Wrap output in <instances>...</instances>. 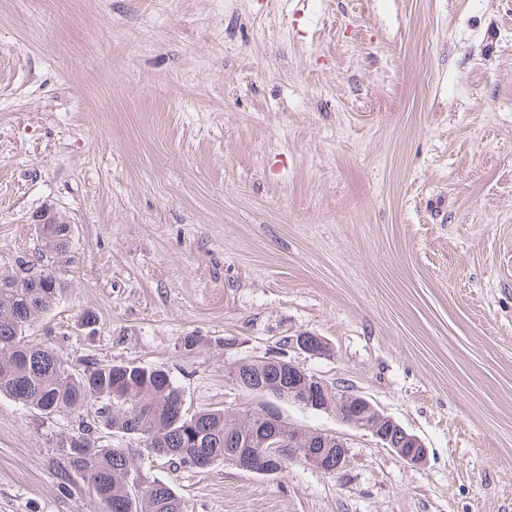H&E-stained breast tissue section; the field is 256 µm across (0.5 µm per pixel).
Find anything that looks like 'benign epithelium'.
Wrapping results in <instances>:
<instances>
[{"instance_id": "benign-epithelium-1", "label": "benign epithelium", "mask_w": 512, "mask_h": 512, "mask_svg": "<svg viewBox=\"0 0 512 512\" xmlns=\"http://www.w3.org/2000/svg\"><path fill=\"white\" fill-rule=\"evenodd\" d=\"M63 224L58 211L47 206L35 218L37 228L44 224ZM276 367L292 379L288 389V401L316 411H336V415L345 423L363 429L383 448L395 452L400 458L414 466L425 464L428 449L415 435L407 432L399 423L377 410L375 405L360 394L339 397L335 389L325 380L311 375L292 360H277ZM236 387L252 394H276L278 386L271 382L238 381ZM257 437L263 451L247 456L237 450L228 448L224 451L225 462L240 470L271 474L280 470L284 459L303 460L316 467L320 466L330 439H336V465L328 466V471L337 472L347 463V443L332 433L295 430L290 440L280 432L279 425L283 418L271 408L257 411L256 416L241 417ZM290 445L288 452H283L285 445Z\"/></svg>"}]
</instances>
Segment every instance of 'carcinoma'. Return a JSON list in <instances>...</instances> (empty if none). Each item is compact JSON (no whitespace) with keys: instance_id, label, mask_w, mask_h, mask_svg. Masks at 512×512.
I'll return each mask as SVG.
<instances>
[{"instance_id":"obj_1","label":"carcinoma","mask_w":512,"mask_h":512,"mask_svg":"<svg viewBox=\"0 0 512 512\" xmlns=\"http://www.w3.org/2000/svg\"><path fill=\"white\" fill-rule=\"evenodd\" d=\"M65 224L43 226V247L63 254L69 245ZM66 283L50 271H21L0 285V395H8L45 415L97 406L102 425L123 436L142 440L141 448L100 445L87 433L76 432L81 447L64 456L70 469L87 483L93 498L115 512L112 504L125 501L123 512H183L182 500L165 482L144 481L135 464L139 454L178 461L185 467L204 455L209 464L224 461V449L255 447L250 431L221 409L178 413L181 392L169 371L161 367L109 363L74 372L67 355L47 344H32L25 333L34 320L49 312ZM278 377L272 363L241 362L229 377Z\"/></svg>"}]
</instances>
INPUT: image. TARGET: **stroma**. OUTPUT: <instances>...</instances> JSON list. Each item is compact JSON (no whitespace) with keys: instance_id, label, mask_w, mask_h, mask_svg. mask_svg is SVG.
Segmentation results:
<instances>
[{"instance_id":"obj_1","label":"stroma","mask_w":512,"mask_h":512,"mask_svg":"<svg viewBox=\"0 0 512 512\" xmlns=\"http://www.w3.org/2000/svg\"><path fill=\"white\" fill-rule=\"evenodd\" d=\"M47 205L66 289L31 343L348 445L337 473L139 457L184 512H512V0H0V272ZM282 356L426 464L228 377ZM93 418L0 396V512H102L59 446ZM61 217V220L59 219ZM37 230L40 235L43 226V247L47 252H55L63 254L66 252L69 245V232L67 227L71 228L70 224L65 223L64 218L52 206L43 208L35 218Z\"/></svg>"}]
</instances>
